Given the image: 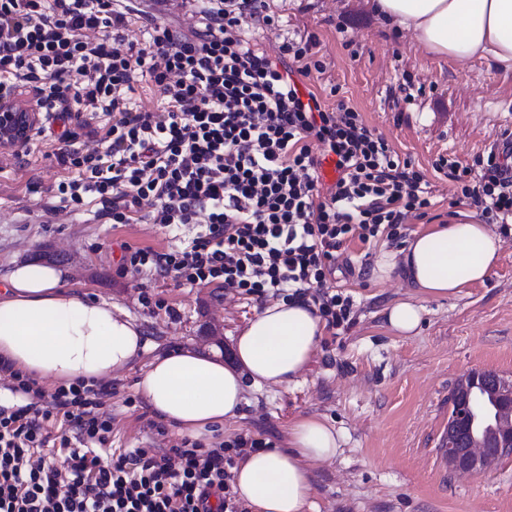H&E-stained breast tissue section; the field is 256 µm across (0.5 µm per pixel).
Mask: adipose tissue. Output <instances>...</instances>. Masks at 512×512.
<instances>
[{
	"label": "adipose tissue",
	"instance_id": "obj_1",
	"mask_svg": "<svg viewBox=\"0 0 512 512\" xmlns=\"http://www.w3.org/2000/svg\"><path fill=\"white\" fill-rule=\"evenodd\" d=\"M393 35L410 33L439 58L478 57L512 69V0H371ZM501 238L469 214L413 234L379 253L374 274L402 272L419 301L387 312L402 334L420 325L424 301L456 297L484 283ZM66 269L22 263L0 276V358L36 381H107L135 361L147 342L142 328L111 300L67 288ZM324 325L314 305H265L235 340L236 365L186 346L155 356L136 389L160 420L192 439L239 417L246 385L294 383L316 350ZM340 436L326 421L298 416L284 448L248 452L231 469L232 487L251 512H314L312 462L336 458Z\"/></svg>",
	"mask_w": 512,
	"mask_h": 512
}]
</instances>
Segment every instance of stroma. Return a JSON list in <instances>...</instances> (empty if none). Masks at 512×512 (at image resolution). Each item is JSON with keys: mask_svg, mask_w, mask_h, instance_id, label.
<instances>
[{"mask_svg": "<svg viewBox=\"0 0 512 512\" xmlns=\"http://www.w3.org/2000/svg\"><path fill=\"white\" fill-rule=\"evenodd\" d=\"M278 14L275 32L253 30L271 58L284 38L316 35L323 73L308 86L327 104L345 99L363 113L401 157L426 172L435 204L410 219L420 232L459 214L452 184L435 170L439 158L472 165L504 132H512V70L473 58L428 55L411 35L392 37L368 0H262ZM25 168L0 172V273L21 262L63 266L67 285L118 304L144 329L141 361L112 379V445L179 444L181 434L160 421L136 390L143 364L164 350L192 345L219 350L232 364V338L260 303L211 285L188 288L174 279L119 275L121 244L157 250L179 244L183 230L148 222L119 227L96 219L94 206L44 211L58 181L45 141L32 140ZM387 240L353 241L340 251L334 284L352 296L356 322L340 335L325 333L307 368L290 386L246 388L240 418L225 423L208 446L247 434L282 446L300 415L327 421L339 432L340 454L313 464L318 512H512V456L488 472L446 470L437 449L448 426V397L472 369L512 376V234L482 285L454 298L426 302L417 333L391 330L384 311L414 290L399 275L374 278Z\"/></svg>", "mask_w": 512, "mask_h": 512, "instance_id": "stroma-1", "label": "stroma"}]
</instances>
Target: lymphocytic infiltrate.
Returning <instances> with one entry per match:
<instances>
[{
	"label": "lymphocytic infiltrate",
	"instance_id": "obj_1",
	"mask_svg": "<svg viewBox=\"0 0 512 512\" xmlns=\"http://www.w3.org/2000/svg\"><path fill=\"white\" fill-rule=\"evenodd\" d=\"M255 3L199 0L198 24L185 30L114 0H0V92L34 86L46 120L107 116L94 145L68 130L52 137L60 208L93 200L113 225L146 217L191 227L182 247L124 245L121 274L300 299L326 329H346L353 303L331 284L337 252L354 239L399 242L408 219L432 207L431 183L349 102L300 93L297 77L324 69L319 42L288 39L271 60L249 30L278 29V19ZM136 19L138 46L120 34ZM139 83L155 105L135 99ZM435 168L484 223H512L511 133L480 172L447 159ZM0 371L29 398L0 405V512H240L231 452L261 440L111 451V384L79 381L46 395L8 363Z\"/></svg>",
	"mask_w": 512,
	"mask_h": 512
}]
</instances>
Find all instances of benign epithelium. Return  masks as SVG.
I'll use <instances>...</instances> for the list:
<instances>
[{
  "instance_id": "1",
  "label": "benign epithelium",
  "mask_w": 512,
  "mask_h": 512,
  "mask_svg": "<svg viewBox=\"0 0 512 512\" xmlns=\"http://www.w3.org/2000/svg\"><path fill=\"white\" fill-rule=\"evenodd\" d=\"M39 121V113L13 97H0V145L25 143ZM455 393L467 410L469 427L448 425L443 447L448 469L480 474L512 455V378L474 369L457 382Z\"/></svg>"
}]
</instances>
